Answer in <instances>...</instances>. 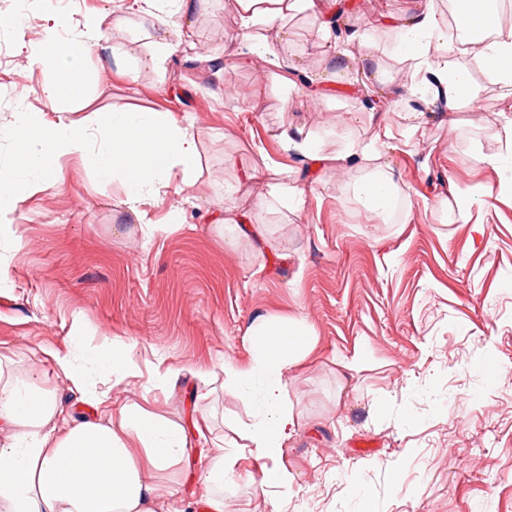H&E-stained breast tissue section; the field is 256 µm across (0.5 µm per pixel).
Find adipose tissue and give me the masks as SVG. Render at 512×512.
<instances>
[{
	"label": "adipose tissue",
	"mask_w": 512,
	"mask_h": 512,
	"mask_svg": "<svg viewBox=\"0 0 512 512\" xmlns=\"http://www.w3.org/2000/svg\"><path fill=\"white\" fill-rule=\"evenodd\" d=\"M205 2L142 0L143 21L152 29L151 50L146 59L130 60L121 45H113L114 63L133 80L141 69L161 68L172 50L167 17H180L186 27H193L195 13ZM302 3L228 0L239 19L230 52L245 64L255 58L276 64L278 46L295 37L288 20ZM454 17V23H447L424 6L395 21L382 16L367 22L375 30L394 26L399 52L423 75L419 108L399 115L410 138L422 134L435 113L477 99L470 71L449 68L452 52L472 57L498 85L499 114L512 110V25L500 22L497 0H454ZM101 25L99 16L87 15L81 33L75 34L62 17L51 15L43 44L57 67V79L46 88L47 99L62 97L75 105L90 99L82 64L101 48ZM366 118L378 131L375 140L358 141L351 123H344L338 135L342 148L334 154L326 152L321 137L299 128L282 129L279 138L313 171L369 157L391 142L402 151L411 148L410 138L395 142L385 110L367 113ZM12 133V165L0 171V227L5 229L14 222L18 176L30 171L49 175L63 157L81 151L91 140L101 143L95 156L100 181H121L129 208L167 187L172 178L191 186L198 177L197 137L169 112H100L79 126L23 108ZM400 191L394 168L382 162L352 185L353 195L384 218L392 214ZM248 334L252 358L245 368H225L223 388L242 399L259 397L261 411L244 429V450L263 462L262 486L285 496L295 476L281 457L298 426L288 402L287 380L311 350L313 337L302 322L268 318L253 322ZM104 362L112 372V387H135L143 376L134 349L122 343L113 344ZM2 432L7 441L0 445V512H178L176 490L162 477L190 471L192 452L201 441L208 448L205 473L211 485L206 506L208 512H224V483L234 476L238 460L223 439L207 437L202 430L190 433L183 424L135 404L98 411L86 420L70 418L63 400L41 387L37 374L22 379L0 366Z\"/></svg>",
	"instance_id": "ef3b65f1"
}]
</instances>
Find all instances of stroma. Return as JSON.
<instances>
[{
	"instance_id": "stroma-1",
	"label": "stroma",
	"mask_w": 512,
	"mask_h": 512,
	"mask_svg": "<svg viewBox=\"0 0 512 512\" xmlns=\"http://www.w3.org/2000/svg\"><path fill=\"white\" fill-rule=\"evenodd\" d=\"M225 2L208 0L193 32L173 36L164 67L138 80L102 68L98 56L86 59L89 111L181 116L199 138L201 175L190 187L172 178L139 217L127 209L119 182L98 181L94 143L63 158L41 188L20 179L16 222L0 234V265L11 282L0 288V355L16 375L38 371L41 385L82 420L91 407L56 377L47 350L96 355L124 342L138 353L144 377L120 401L184 423L207 417L229 444L255 407L224 393V366L249 363L254 319L297 320L314 348L287 385L301 423L283 456L296 476L288 512H512V204L494 199L512 182V155L494 167L481 161L500 147L501 126L490 111L496 87L469 57L449 55V67L471 69L478 102L429 121L412 154L387 151L403 195L384 223L351 192L370 162L312 172L278 134L299 127L333 151V124L351 119L357 137L372 139L374 127L359 117L379 90L371 78L377 69L398 92L392 112L412 110L418 77L395 53L394 34L372 32L366 44L350 46L365 59L357 70L342 56L310 55L316 21L296 13V36L281 49L282 61L307 59L339 85L369 76L366 93H337L306 107L282 69L234 58L218 73L202 66L203 58L223 55L238 32ZM418 2L353 0L337 44L348 46V30L362 29L372 12L402 17ZM53 11L75 33L84 15H100L104 46L119 41L140 56L150 49L137 15L113 0H0V18L22 17L21 25H0V168L10 163L18 104L50 109L43 90L56 74L38 57ZM257 93L262 106L254 111L247 102ZM250 161L298 182L305 202L281 213L265 202V184H237L234 206L265 225L266 239L243 237L232 249L208 216L223 208L225 184L237 183L240 165ZM450 180L492 194L476 202L473 223L436 201L435 187ZM175 205L184 206L186 222L172 228L165 217ZM360 344L371 351L369 365L344 370L342 361ZM169 368L183 371L173 389L152 379ZM197 370L215 375L202 403ZM261 477L260 462L240 458L224 485V512H275L279 498L260 490Z\"/></svg>"
}]
</instances>
